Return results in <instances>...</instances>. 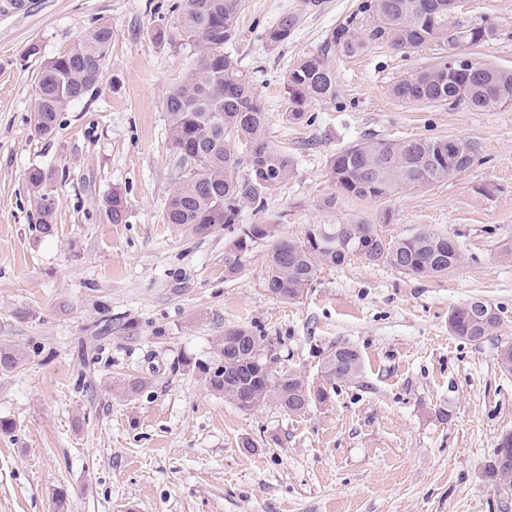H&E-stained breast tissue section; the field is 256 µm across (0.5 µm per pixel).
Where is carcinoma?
Segmentation results:
<instances>
[{
  "instance_id": "obj_1",
  "label": "carcinoma",
  "mask_w": 512,
  "mask_h": 512,
  "mask_svg": "<svg viewBox=\"0 0 512 512\" xmlns=\"http://www.w3.org/2000/svg\"><path fill=\"white\" fill-rule=\"evenodd\" d=\"M454 0H369L358 7L370 15L362 32L354 17L339 23L326 48L355 55L368 45L387 44L407 53L436 44L448 50V29L474 47L494 36L489 26L448 23ZM244 0H175L170 12L177 16V30L194 48V63L169 93L165 109L169 137L179 164L193 162L198 173L181 175L170 193L164 214L167 224L188 226L203 234L239 221L242 204H262L267 195L286 184L294 174L288 150L270 140L266 112L250 79L238 69L226 48L237 38L236 18ZM299 16L285 13L264 31L267 48L275 50L292 37ZM112 42V28L101 23L67 53L48 61L37 82L33 112L35 128L51 135L58 116L80 99L101 77ZM289 120H309L307 107L336 95V77L325 55L302 57L284 76ZM392 96L406 104L464 105L473 110L497 111L512 105V70L471 57V63L448 70L444 56L405 76L391 86ZM246 172L240 174L241 156ZM479 160L478 144L465 138L425 137L401 140L360 138L336 152L327 163L326 176L334 192L321 207L334 212L342 202H377L406 188H428L466 174ZM26 180L33 191L41 220L37 232H54L56 203L44 204L47 176L31 168ZM126 198L115 190L105 201L109 221L120 224ZM256 240L268 241L266 290L295 301L311 286L321 269L336 267L352 258L370 264H387L416 276L445 274L459 267L464 256L451 237L429 231L388 239L377 225L348 215L338 224H310L303 237L277 233L272 224H245L239 228L235 248L246 251ZM499 322L495 309L473 300L452 309L448 331L459 338L479 340ZM234 355L214 370L201 367L208 388L242 411L273 403L285 412L301 415L325 405L340 382L357 377L358 352L336 345L322 362V375L314 384L297 372L279 371L267 381L256 359L276 347L272 338L246 327L228 329ZM147 386L142 377L124 381L122 394L138 396ZM488 476L497 488L512 490V433L500 438L488 465Z\"/></svg>"
}]
</instances>
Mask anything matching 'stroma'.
Wrapping results in <instances>:
<instances>
[{
    "instance_id": "stroma-1",
    "label": "stroma",
    "mask_w": 512,
    "mask_h": 512,
    "mask_svg": "<svg viewBox=\"0 0 512 512\" xmlns=\"http://www.w3.org/2000/svg\"><path fill=\"white\" fill-rule=\"evenodd\" d=\"M0 16V348L22 364L0 375V512H512V494L486 470L512 432V374L499 365L512 344V108L409 106L389 88L438 57L373 45L329 54L335 97L288 119L283 75L319 53L361 0H246L229 48L267 112V133L295 172L243 224H274L288 237L311 224L363 213L387 237L442 233L461 246L453 272L418 277L351 259L325 268L300 299L264 287L267 243L237 254L236 232L198 234L165 223L176 156L166 98L193 62L173 0H31ZM286 12L299 24L282 47L262 31ZM454 20L490 24L477 57L512 69V0H459ZM112 28L96 87L61 112L50 136L32 121L44 64L94 26ZM39 52L28 55L30 44ZM462 137L479 161L457 180L379 202L320 207L332 193L330 157L363 136ZM49 175L55 229L39 221L25 174ZM125 219L108 220L112 191ZM241 259L243 272L227 277ZM479 299L498 312L496 331L453 336L448 314ZM254 327L278 343L282 370L318 381L334 345L361 357L357 377L331 401L294 415L267 405L241 411L210 391L184 359L218 365L226 329ZM146 378L135 399L125 378ZM253 447H244V440Z\"/></svg>"
}]
</instances>
